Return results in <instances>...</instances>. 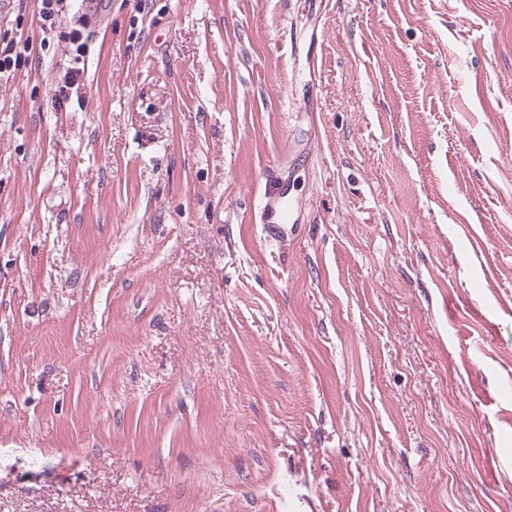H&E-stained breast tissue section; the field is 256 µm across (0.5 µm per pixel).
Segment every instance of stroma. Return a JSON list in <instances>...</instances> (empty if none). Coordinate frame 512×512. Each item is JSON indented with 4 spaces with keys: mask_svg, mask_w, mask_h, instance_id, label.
<instances>
[{
    "mask_svg": "<svg viewBox=\"0 0 512 512\" xmlns=\"http://www.w3.org/2000/svg\"><path fill=\"white\" fill-rule=\"evenodd\" d=\"M1 36L0 512H512V0ZM32 48L27 38L23 42L15 39L7 41L5 47L0 50V75L15 71L23 54L28 52L30 54ZM288 215V205L280 196L270 195L266 198L261 215L263 224H274L270 226L274 228L277 224L286 222Z\"/></svg>",
    "mask_w": 512,
    "mask_h": 512,
    "instance_id": "1",
    "label": "stroma"
}]
</instances>
